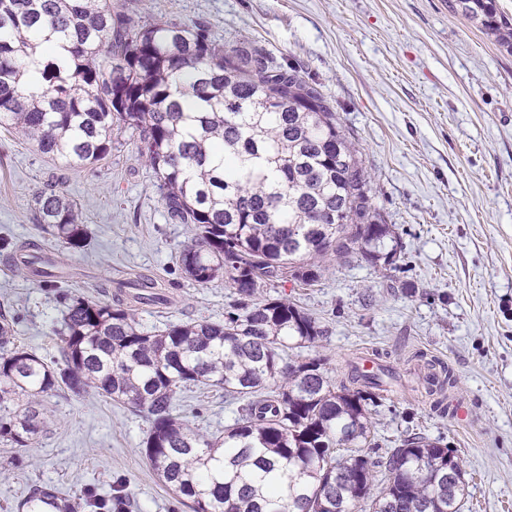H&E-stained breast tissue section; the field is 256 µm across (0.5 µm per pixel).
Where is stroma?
Listing matches in <instances>:
<instances>
[{
    "mask_svg": "<svg viewBox=\"0 0 512 512\" xmlns=\"http://www.w3.org/2000/svg\"><path fill=\"white\" fill-rule=\"evenodd\" d=\"M136 19L206 23L212 38L266 51L320 83L358 143L372 205L392 224L396 262L359 256L323 263L316 282H277L264 296L295 300L327 331L297 359L323 357L340 378L345 360L376 349L402 368L421 351L452 367L463 417L440 416L397 390L372 410L370 456L419 433L452 450L465 472L464 512H512V53L454 14L449 0H131ZM55 184L82 211L89 238L62 250L33 221V197ZM192 236L170 220L152 172L129 134L87 167L50 160L0 128V240L63 255L60 287L121 300L152 331L220 321L234 299L224 278L200 286L178 255ZM138 281L141 291L118 289ZM159 301H150L151 293ZM0 310L15 342L55 355L62 307L35 276L0 251ZM204 435L231 425L223 389L178 394ZM45 431L25 455L0 442V512L37 482L78 498L126 495L128 512H188L139 448L148 418L95 394L44 401Z\"/></svg>",
    "mask_w": 512,
    "mask_h": 512,
    "instance_id": "obj_1",
    "label": "stroma"
}]
</instances>
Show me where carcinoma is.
<instances>
[{"instance_id":"obj_1","label":"carcinoma","mask_w":512,"mask_h":512,"mask_svg":"<svg viewBox=\"0 0 512 512\" xmlns=\"http://www.w3.org/2000/svg\"><path fill=\"white\" fill-rule=\"evenodd\" d=\"M453 10L512 50V19L496 0ZM0 127L53 161L93 165L112 133L137 137L170 217L191 226L182 272L206 285L223 276L236 299L222 322L146 331L122 304L56 288L63 306L47 359L13 341L0 313V439L23 456L44 428V397L90 392L144 413L142 453L191 512H462L455 455L413 434L375 458L371 408L395 369L355 363L335 381L320 358L290 348L325 336L320 322L263 288L309 284L328 256L394 263L398 242L375 211L360 151L321 87L303 70L214 40L201 23L134 19L118 0H0ZM34 219L67 249L85 247L81 210L55 185L34 198ZM19 269L54 262L38 246ZM424 362L426 391L447 408L455 379ZM219 387L241 402L224 434L207 437L177 413V394ZM124 512L122 499L67 500L34 484L16 512Z\"/></svg>"}]
</instances>
